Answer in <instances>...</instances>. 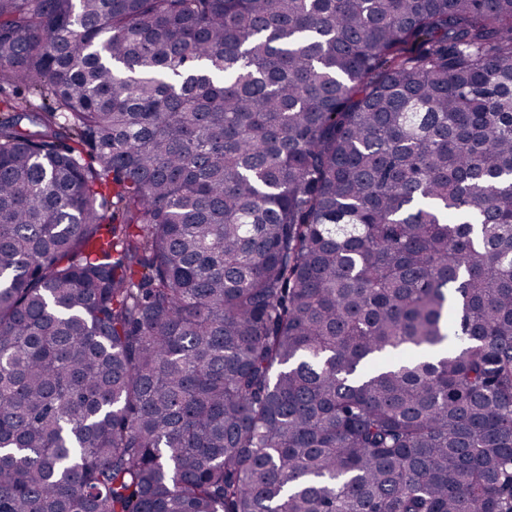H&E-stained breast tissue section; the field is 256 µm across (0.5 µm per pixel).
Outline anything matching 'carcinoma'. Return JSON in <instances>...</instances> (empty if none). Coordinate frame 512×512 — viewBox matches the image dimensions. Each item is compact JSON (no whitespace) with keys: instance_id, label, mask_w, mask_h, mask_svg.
<instances>
[{"instance_id":"1","label":"carcinoma","mask_w":512,"mask_h":512,"mask_svg":"<svg viewBox=\"0 0 512 512\" xmlns=\"http://www.w3.org/2000/svg\"><path fill=\"white\" fill-rule=\"evenodd\" d=\"M2 86L0 512H512V0H0Z\"/></svg>"}]
</instances>
